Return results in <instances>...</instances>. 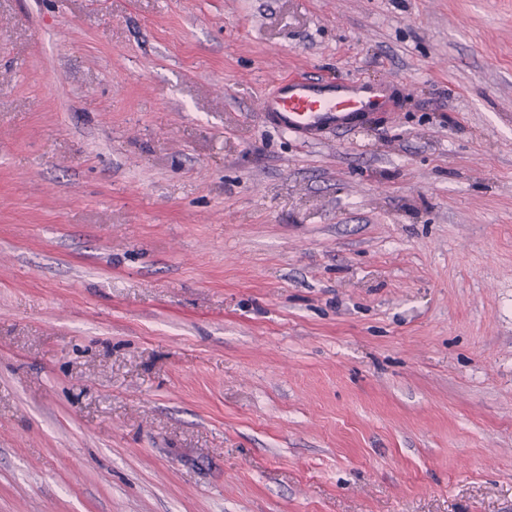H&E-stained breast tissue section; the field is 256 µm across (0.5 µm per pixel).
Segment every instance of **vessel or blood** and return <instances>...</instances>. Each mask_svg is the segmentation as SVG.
<instances>
[{"label": "vessel or blood", "mask_w": 512, "mask_h": 512, "mask_svg": "<svg viewBox=\"0 0 512 512\" xmlns=\"http://www.w3.org/2000/svg\"><path fill=\"white\" fill-rule=\"evenodd\" d=\"M390 110V95L384 86L288 76L274 83L265 98L262 118L306 142L328 131L348 132Z\"/></svg>", "instance_id": "obj_1"}]
</instances>
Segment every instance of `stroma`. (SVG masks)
Wrapping results in <instances>:
<instances>
[{"label":"stroma","mask_w":512,"mask_h":512,"mask_svg":"<svg viewBox=\"0 0 512 512\" xmlns=\"http://www.w3.org/2000/svg\"><path fill=\"white\" fill-rule=\"evenodd\" d=\"M0 512H512V0H0ZM390 111L384 86L288 76L274 83L261 116L273 128L307 142L327 131L348 132Z\"/></svg>","instance_id":"obj_1"}]
</instances>
